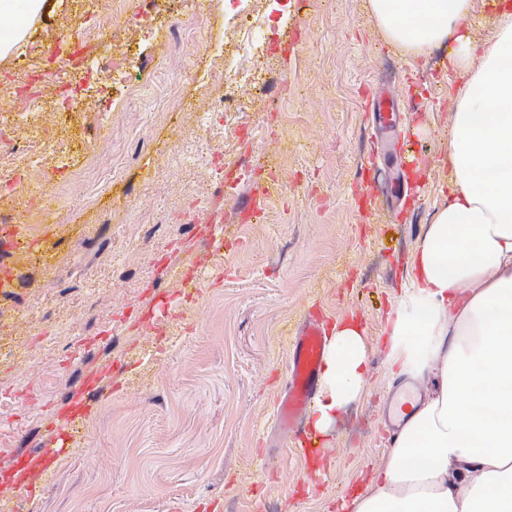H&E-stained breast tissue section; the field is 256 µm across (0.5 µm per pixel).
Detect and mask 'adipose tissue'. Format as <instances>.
Instances as JSON below:
<instances>
[{
	"label": "adipose tissue",
	"instance_id": "ef3b65f1",
	"mask_svg": "<svg viewBox=\"0 0 512 512\" xmlns=\"http://www.w3.org/2000/svg\"><path fill=\"white\" fill-rule=\"evenodd\" d=\"M45 0H0V57ZM475 41L472 0H368L409 58L451 44L462 84L448 139V202L410 260L411 286L384 329L391 380L436 388L414 399L393 448L347 512H512V0ZM368 339L333 324L309 429L328 435L366 390Z\"/></svg>",
	"mask_w": 512,
	"mask_h": 512
}]
</instances>
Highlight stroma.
Masks as SVG:
<instances>
[{
    "instance_id": "1",
    "label": "stroma",
    "mask_w": 512,
    "mask_h": 512,
    "mask_svg": "<svg viewBox=\"0 0 512 512\" xmlns=\"http://www.w3.org/2000/svg\"><path fill=\"white\" fill-rule=\"evenodd\" d=\"M173 0L194 44L168 43L164 18L131 21L112 40L82 39L80 0H49L15 58L45 70L38 109L0 82V147L57 157L0 197V512H340L388 448L381 407L389 382L377 341L410 284L426 224L448 197V136L460 75L438 46L409 59L385 39L366 0H252L270 26L263 81L306 97L200 112L224 94L221 51L243 36L228 0ZM78 45L97 83L68 124L42 54L50 37ZM130 51H123L124 41ZM160 74L124 92L120 73ZM178 95L165 99L169 82ZM392 95L429 165L394 205L375 197L370 91ZM120 170H113V161ZM89 192L88 201L78 195ZM208 199L194 209V197ZM199 278L193 291L172 264ZM312 314L355 318L370 352L367 391L324 440L267 451L288 346ZM97 338L85 357L77 337ZM83 421L76 455L48 482L18 493L59 417ZM273 453L276 468L266 469Z\"/></svg>"
}]
</instances>
